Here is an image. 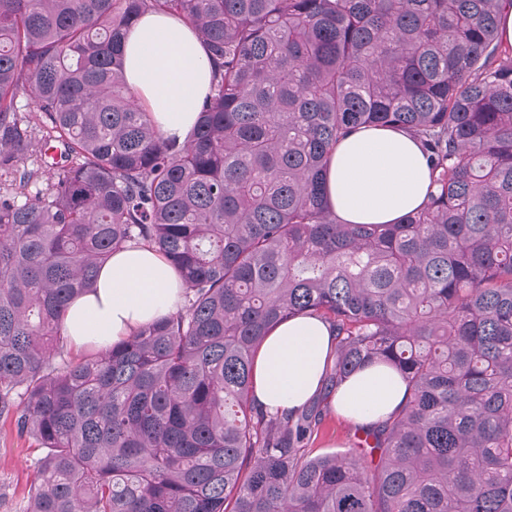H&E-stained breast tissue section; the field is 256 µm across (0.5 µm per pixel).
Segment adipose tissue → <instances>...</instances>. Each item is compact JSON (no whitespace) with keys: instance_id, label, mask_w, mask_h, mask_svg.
I'll return each instance as SVG.
<instances>
[{"instance_id":"ef3b65f1","label":"adipose tissue","mask_w":512,"mask_h":512,"mask_svg":"<svg viewBox=\"0 0 512 512\" xmlns=\"http://www.w3.org/2000/svg\"><path fill=\"white\" fill-rule=\"evenodd\" d=\"M124 74L149 109L160 136L185 141L208 95L213 65L198 33L179 16L144 13L127 32ZM430 169L419 141L391 128L363 126L330 154L325 189L337 219L345 224H395L422 209L430 190ZM183 287L158 253L133 246L103 264L94 292L75 298L62 327L74 351L101 347L135 335L175 311ZM336 346L328 323L295 316L266 337L254 363L252 399L269 414L297 411L322 391ZM407 396L402 376L386 365L362 368L330 396L332 407L357 425L380 423Z\"/></svg>"}]
</instances>
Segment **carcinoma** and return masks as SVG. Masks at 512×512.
<instances>
[{
  "label": "carcinoma",
  "instance_id": "carcinoma-1",
  "mask_svg": "<svg viewBox=\"0 0 512 512\" xmlns=\"http://www.w3.org/2000/svg\"><path fill=\"white\" fill-rule=\"evenodd\" d=\"M501 0H0V415L47 449L27 512H512V46ZM147 11L214 65L182 143L123 75ZM27 94L34 118H18ZM363 125L414 135L426 207L342 224L329 154ZM128 244L182 306L64 358L70 301ZM336 339L322 392L269 415L255 355L291 317ZM395 368L406 401L361 455L310 457L321 403Z\"/></svg>",
  "mask_w": 512,
  "mask_h": 512
}]
</instances>
